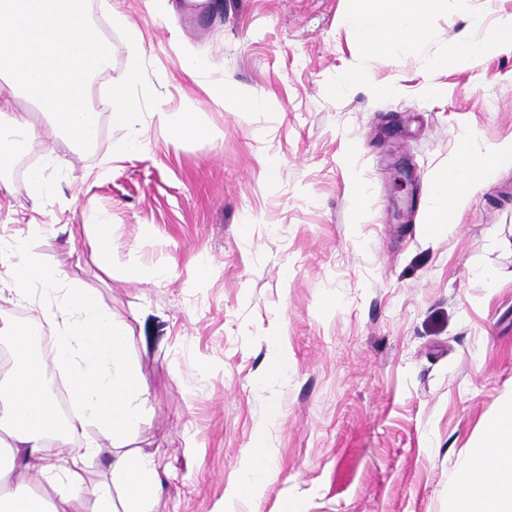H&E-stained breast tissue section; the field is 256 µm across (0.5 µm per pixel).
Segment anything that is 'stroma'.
I'll list each match as a JSON object with an SVG mask.
<instances>
[{
    "mask_svg": "<svg viewBox=\"0 0 512 512\" xmlns=\"http://www.w3.org/2000/svg\"><path fill=\"white\" fill-rule=\"evenodd\" d=\"M112 5L144 38L145 148L112 155L101 90L129 59L115 26L90 94L96 144L76 149L38 119L24 155L51 191L31 199L25 167L0 176V233L46 225L31 248L130 325L148 386L130 446L164 471L156 512H224L260 434L275 474L235 512H451L449 482L512 398V160L436 236L427 197L460 132L482 148L512 140V52L429 63L485 39L470 16L512 14V0H445L426 40L387 56L365 54L352 0ZM187 54L208 63L198 78L180 73ZM355 65L364 78L339 83ZM224 81L253 111L208 95ZM381 83L394 93L375 95ZM162 110L221 135L173 139ZM94 217L112 226L108 277L87 239L60 231Z\"/></svg>",
    "mask_w": 512,
    "mask_h": 512,
    "instance_id": "35a3bbf8",
    "label": "stroma"
}]
</instances>
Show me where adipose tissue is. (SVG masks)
Masks as SVG:
<instances>
[{
	"mask_svg": "<svg viewBox=\"0 0 512 512\" xmlns=\"http://www.w3.org/2000/svg\"><path fill=\"white\" fill-rule=\"evenodd\" d=\"M353 23H367L365 49L386 53L392 45L410 46L427 37L431 14L443 0H354ZM512 47V15L500 18L480 42L456 43L454 65L475 64L490 51ZM112 65V44L98 35L86 0H0V174L16 165L24 144L38 136L37 117L47 115L55 132L76 147L93 145L97 114L89 102L93 80ZM150 86L142 64L131 56L122 83L111 89L113 127L122 133L112 153L141 149L134 132L142 94ZM34 111H19L20 102ZM454 162L430 183L433 220L430 234L458 223L469 197L485 186L491 164L512 156V141L485 150L458 134ZM44 225H28L24 237H0V301L43 302L25 322L8 324L10 365L0 372V512H115L122 495L124 512H156L161 486L150 456L127 451L147 392L142 376L127 358L129 325L79 282L66 279L33 251L28 242ZM65 375L76 411L61 420L54 380ZM113 450L105 478L92 491L90 507L74 478L97 459L100 440ZM474 468L448 486L455 512H512V401L488 429L475 451ZM39 477L37 492L20 479ZM264 438H257L229 497L248 500L272 475Z\"/></svg>",
	"mask_w": 512,
	"mask_h": 512,
	"instance_id": "obj_1",
	"label": "adipose tissue"
}]
</instances>
